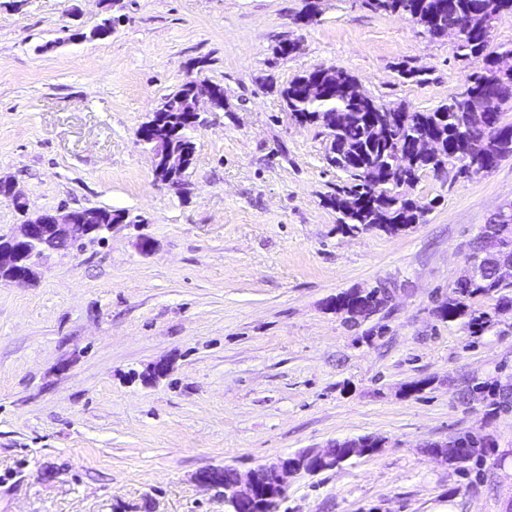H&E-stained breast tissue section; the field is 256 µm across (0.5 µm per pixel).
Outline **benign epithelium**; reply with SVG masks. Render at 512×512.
<instances>
[{
	"instance_id": "7a95c632",
	"label": "benign epithelium",
	"mask_w": 512,
	"mask_h": 512,
	"mask_svg": "<svg viewBox=\"0 0 512 512\" xmlns=\"http://www.w3.org/2000/svg\"><path fill=\"white\" fill-rule=\"evenodd\" d=\"M351 80L358 98L373 107L368 95L364 93L357 78L340 69H322L316 76L308 78L302 87L313 89H333ZM193 97V117L189 121L203 124L201 119L200 98L207 97L209 111L220 112L224 110V94L220 87L205 82H194L190 87ZM163 123V114L154 112L137 131L139 141H145L147 136L154 134L156 128ZM194 154L178 150L173 153L161 155L154 154V178L161 183V171L183 177L192 166ZM0 197L18 206L23 203V196L16 190L14 183L0 178ZM498 223L488 224L480 234L485 244L483 248L470 250L465 259V269L462 277L476 280L485 268L504 266L512 272V251L502 247L499 238L503 225L512 222V205L496 211ZM91 216L81 210L58 209L50 213V222H45V214H36L26 218L20 225L18 233L5 237L0 236V271L9 273L11 280L24 282L31 278L34 269L39 265L45 254L42 245L46 242L54 244L57 249L68 247L74 234L86 238L97 235L103 230L112 228L110 224H90ZM344 448V459L354 455H363L374 452L372 448H363L355 440L332 442L320 449H313L293 456L279 457L269 464H262L246 472L234 471L231 479L226 480L221 469H208L198 474V481L206 486L224 489V503L230 510L244 502H252L258 506L256 512H270L266 504L273 500L283 498L288 491V477L300 473H319L333 469L342 463L337 458V449Z\"/></svg>"
}]
</instances>
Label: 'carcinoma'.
I'll list each match as a JSON object with an SVG mask.
<instances>
[{"mask_svg":"<svg viewBox=\"0 0 512 512\" xmlns=\"http://www.w3.org/2000/svg\"><path fill=\"white\" fill-rule=\"evenodd\" d=\"M364 5L375 12L407 13L420 28V34L432 39H439L449 29L465 23L469 26L468 38L456 46V57L483 62L459 92L429 112H406L402 105L393 112H370L354 94L343 89L312 97L290 93V87L306 78L304 74L291 80L282 91L288 112L319 117L317 126L324 137H335L334 166L347 174V182L328 199L338 214V223L350 229L362 225L396 234L423 222L425 216V212L414 210L412 200L396 191L403 175L430 171L446 179L450 165L456 168L457 176L470 174L459 165L463 159L482 169L488 165L495 168L503 159L512 157V124L503 120V104L512 101V79L502 81L494 73L496 51L490 49L491 32L485 25L488 17L496 20L512 13V0H364ZM189 85L190 82H185L159 105L166 114V122L157 135L167 149L191 148L195 144L197 126L187 120L192 109ZM338 115L343 117L342 125L334 132L328 131V122ZM373 120L395 127L397 133L392 138L373 139ZM424 134L443 139L441 157L430 159L414 153L415 142ZM506 288H512V282L501 281L490 269L478 280L459 279L438 307V317L443 321L466 317L468 330L481 333L492 324V316L471 310V300L498 294L499 308H511L512 298L502 294ZM340 298L349 308L363 305L374 313L385 304L387 290L379 287L365 294L348 291L340 294ZM474 388L484 392L491 413L512 409V394L499 391L497 385L481 383ZM465 438L468 448L463 453L448 450V461H470L488 447V436L482 433H468Z\"/></svg>","mask_w":512,"mask_h":512,"instance_id":"cac0c4a2","label":"carcinoma"}]
</instances>
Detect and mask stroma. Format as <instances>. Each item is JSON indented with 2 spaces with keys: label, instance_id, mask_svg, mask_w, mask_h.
Returning a JSON list of instances; mask_svg holds the SVG:
<instances>
[{
  "label": "stroma",
  "instance_id": "35a3bbf8",
  "mask_svg": "<svg viewBox=\"0 0 512 512\" xmlns=\"http://www.w3.org/2000/svg\"><path fill=\"white\" fill-rule=\"evenodd\" d=\"M107 15L108 38L63 41ZM283 41L298 50L277 55ZM454 51L362 0H0V175L33 213L134 218L0 281V512H225L201 471L363 436L381 448L289 478L277 512H512V410L469 395L512 385V311L474 300L494 316L477 335L436 312L512 202V159L419 174L407 193L429 211L398 235L350 230L327 203L346 174L281 97L337 68L426 112L482 66ZM190 79L221 86L224 109L195 131L182 191L155 182L136 133ZM381 285L365 320L328 307ZM468 431L494 448L463 466L428 454Z\"/></svg>",
  "mask_w": 512,
  "mask_h": 512
}]
</instances>
